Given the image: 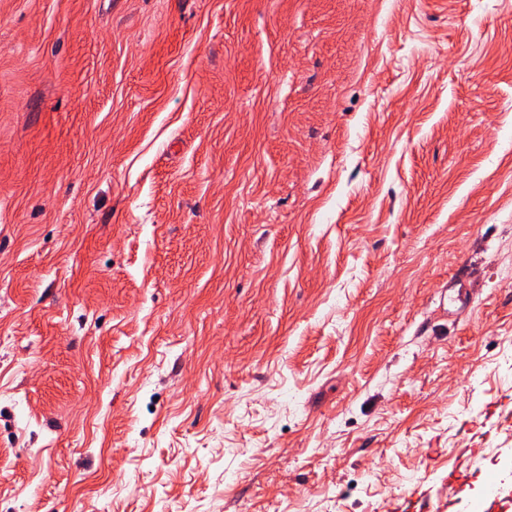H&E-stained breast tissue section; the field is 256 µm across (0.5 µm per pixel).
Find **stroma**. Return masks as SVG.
Returning a JSON list of instances; mask_svg holds the SVG:
<instances>
[{"label": "stroma", "mask_w": 512, "mask_h": 512, "mask_svg": "<svg viewBox=\"0 0 512 512\" xmlns=\"http://www.w3.org/2000/svg\"><path fill=\"white\" fill-rule=\"evenodd\" d=\"M492 481L512 0H0V512Z\"/></svg>", "instance_id": "1"}]
</instances>
